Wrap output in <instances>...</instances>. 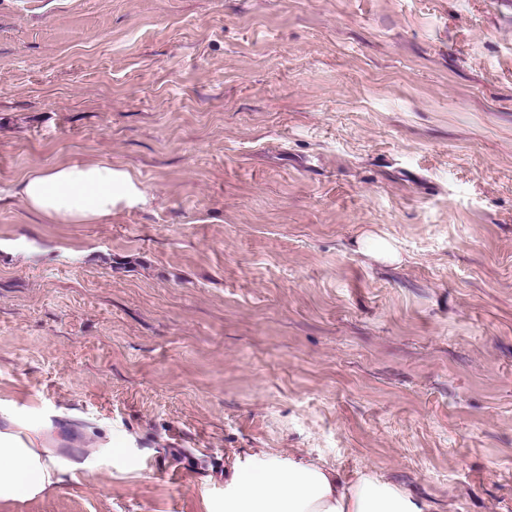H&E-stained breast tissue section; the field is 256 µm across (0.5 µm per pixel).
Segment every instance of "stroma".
<instances>
[{
  "instance_id": "obj_1",
  "label": "stroma",
  "mask_w": 512,
  "mask_h": 512,
  "mask_svg": "<svg viewBox=\"0 0 512 512\" xmlns=\"http://www.w3.org/2000/svg\"><path fill=\"white\" fill-rule=\"evenodd\" d=\"M96 162L150 203L16 193ZM0 407L69 469L0 512L262 450L512 512V0H0ZM18 195L26 207L53 224H88L112 215L118 205L136 207L149 199L137 176L112 164H66L27 173Z\"/></svg>"
}]
</instances>
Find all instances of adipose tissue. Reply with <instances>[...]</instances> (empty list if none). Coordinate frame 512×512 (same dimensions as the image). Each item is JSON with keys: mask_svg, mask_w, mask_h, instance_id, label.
I'll return each mask as SVG.
<instances>
[{"mask_svg": "<svg viewBox=\"0 0 512 512\" xmlns=\"http://www.w3.org/2000/svg\"><path fill=\"white\" fill-rule=\"evenodd\" d=\"M18 195L54 224H88L115 207L147 204L130 170L109 164H66L27 173ZM13 417L0 409V502L31 499L64 482L66 471L30 435L13 433ZM206 512H423L399 487L370 470L352 476L308 457L260 452L236 463L224 495L205 501Z\"/></svg>", "mask_w": 512, "mask_h": 512, "instance_id": "ef3b65f1", "label": "adipose tissue"}]
</instances>
